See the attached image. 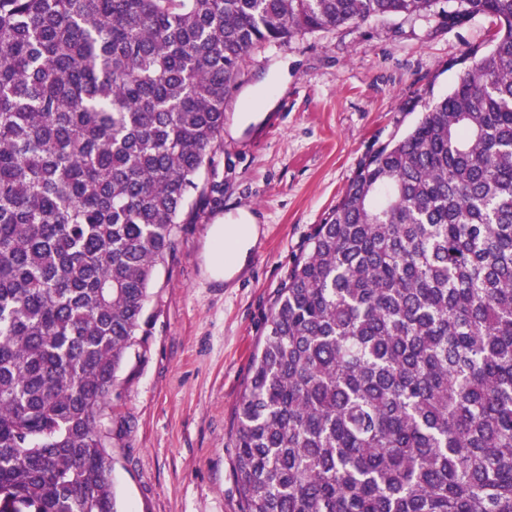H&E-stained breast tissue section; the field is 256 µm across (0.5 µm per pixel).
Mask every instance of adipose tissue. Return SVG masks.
Segmentation results:
<instances>
[{
    "label": "adipose tissue",
    "instance_id": "ef3b65f1",
    "mask_svg": "<svg viewBox=\"0 0 512 512\" xmlns=\"http://www.w3.org/2000/svg\"><path fill=\"white\" fill-rule=\"evenodd\" d=\"M257 237L258 227L248 215L239 224L213 225L209 247L210 277L223 278L224 269L228 266L237 272L244 269Z\"/></svg>",
    "mask_w": 512,
    "mask_h": 512
}]
</instances>
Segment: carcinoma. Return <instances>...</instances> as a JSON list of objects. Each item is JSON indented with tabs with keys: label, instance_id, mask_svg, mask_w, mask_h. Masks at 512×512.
I'll return each mask as SVG.
<instances>
[{
	"label": "carcinoma",
	"instance_id": "obj_1",
	"mask_svg": "<svg viewBox=\"0 0 512 512\" xmlns=\"http://www.w3.org/2000/svg\"><path fill=\"white\" fill-rule=\"evenodd\" d=\"M359 166L237 405L242 512H512V0ZM440 0H0V512H119L101 438L257 45Z\"/></svg>",
	"mask_w": 512,
	"mask_h": 512
}]
</instances>
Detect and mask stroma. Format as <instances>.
Returning a JSON list of instances; mask_svg holds the SVG:
<instances>
[{
  "label": "stroma",
  "instance_id": "obj_1",
  "mask_svg": "<svg viewBox=\"0 0 512 512\" xmlns=\"http://www.w3.org/2000/svg\"><path fill=\"white\" fill-rule=\"evenodd\" d=\"M443 9L384 16L255 49L224 108L203 192L180 216L112 396V482L121 512H240L236 408L251 355L295 261L361 161L403 137L446 96L497 31ZM220 192H210L211 184ZM254 215L247 266L207 271L213 224Z\"/></svg>",
  "mask_w": 512,
  "mask_h": 512
}]
</instances>
